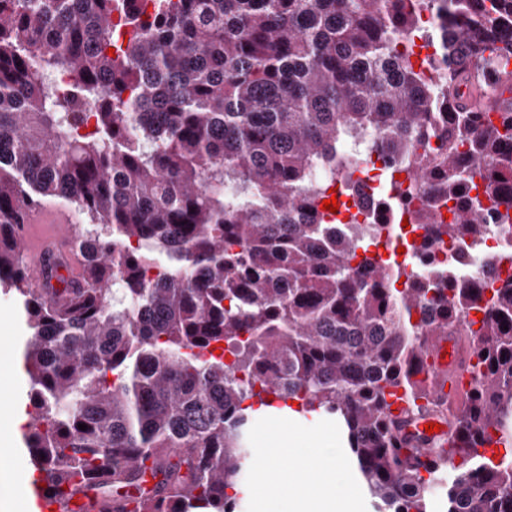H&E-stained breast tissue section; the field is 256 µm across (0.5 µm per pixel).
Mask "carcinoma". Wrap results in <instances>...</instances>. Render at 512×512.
<instances>
[{"label": "carcinoma", "instance_id": "cac0c4a2", "mask_svg": "<svg viewBox=\"0 0 512 512\" xmlns=\"http://www.w3.org/2000/svg\"><path fill=\"white\" fill-rule=\"evenodd\" d=\"M425 12L442 21L437 83L398 50ZM511 54L512 0H0V286L31 331L23 444L52 497L237 512L249 400L271 393L336 416L381 512H429L445 480L442 512H512V284L486 297L441 270L393 287L402 268L368 256L382 228L331 234L314 180L336 143L372 134L387 191L390 161L412 158L411 184L454 203L449 224L418 211L410 249L475 240L490 209L512 225ZM445 101L431 164L418 150ZM49 201L89 223L33 288L17 243ZM443 336L470 375L455 403L428 365ZM397 389L405 416L446 418L448 445L417 455Z\"/></svg>", "mask_w": 512, "mask_h": 512}]
</instances>
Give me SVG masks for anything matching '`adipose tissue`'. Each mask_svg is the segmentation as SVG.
Returning <instances> with one entry per match:
<instances>
[{"instance_id":"ef3b65f1","label":"adipose tissue","mask_w":512,"mask_h":512,"mask_svg":"<svg viewBox=\"0 0 512 512\" xmlns=\"http://www.w3.org/2000/svg\"><path fill=\"white\" fill-rule=\"evenodd\" d=\"M335 445V438L319 435L309 437L287 429L273 434L267 469L259 478L260 488L286 494L307 506L308 512H350L356 486L354 473H347L345 482L340 485L328 475L329 468H343V459H335L333 466L328 467L319 459L293 455L297 448L313 447L321 452ZM290 458L294 459V466L288 473H281L282 463Z\"/></svg>"}]
</instances>
